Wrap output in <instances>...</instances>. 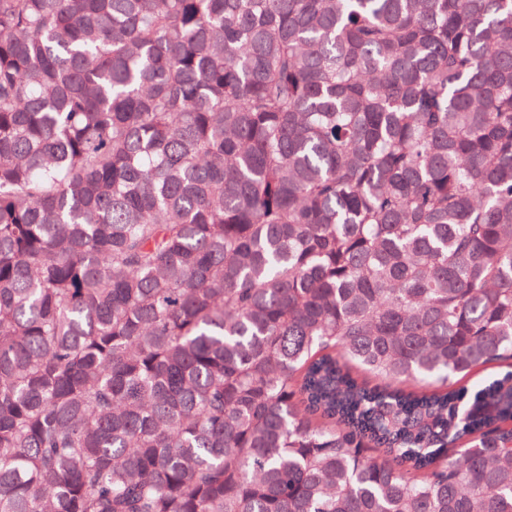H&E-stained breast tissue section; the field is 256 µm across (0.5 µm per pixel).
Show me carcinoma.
Here are the masks:
<instances>
[{"mask_svg":"<svg viewBox=\"0 0 512 512\" xmlns=\"http://www.w3.org/2000/svg\"><path fill=\"white\" fill-rule=\"evenodd\" d=\"M0 512H512V0H0Z\"/></svg>","mask_w":512,"mask_h":512,"instance_id":"carcinoma-1","label":"carcinoma"}]
</instances>
